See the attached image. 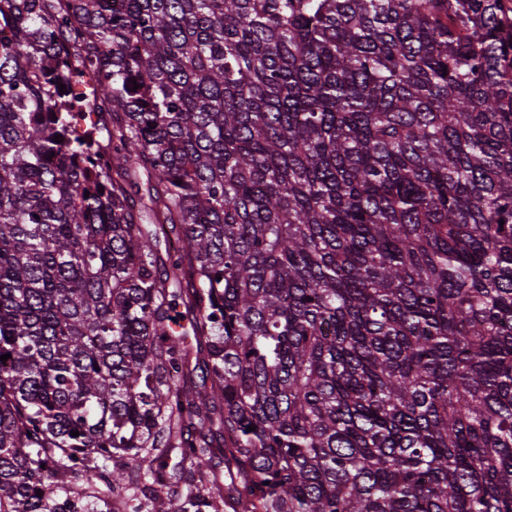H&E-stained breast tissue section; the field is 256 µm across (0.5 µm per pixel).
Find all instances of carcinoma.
<instances>
[{
	"label": "carcinoma",
	"instance_id": "1",
	"mask_svg": "<svg viewBox=\"0 0 512 512\" xmlns=\"http://www.w3.org/2000/svg\"><path fill=\"white\" fill-rule=\"evenodd\" d=\"M4 354L0 512H512V7L0 0Z\"/></svg>",
	"mask_w": 512,
	"mask_h": 512
}]
</instances>
